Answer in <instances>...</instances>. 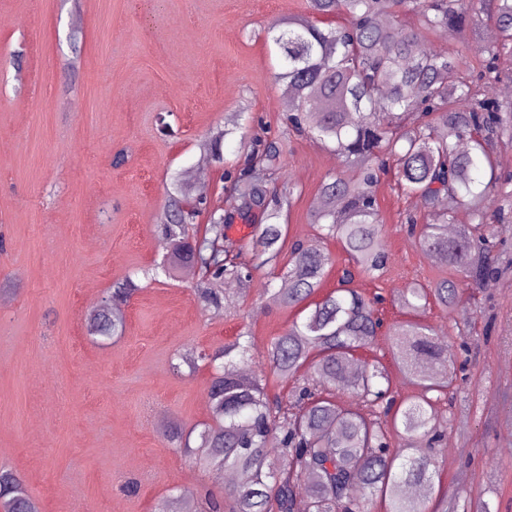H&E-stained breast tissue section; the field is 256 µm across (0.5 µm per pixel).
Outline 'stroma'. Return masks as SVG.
Masks as SVG:
<instances>
[{
    "label": "stroma",
    "instance_id": "stroma-1",
    "mask_svg": "<svg viewBox=\"0 0 512 512\" xmlns=\"http://www.w3.org/2000/svg\"><path fill=\"white\" fill-rule=\"evenodd\" d=\"M308 13V0H0V465L40 512H157L175 486L223 496L227 481L167 439L209 418L207 369L177 374L171 361L244 330L260 351L287 329L297 312L267 293L270 270L207 310L196 274L143 284L121 304L124 335L104 344L85 319L162 260L166 188L189 180L213 130L251 117L284 131L266 27ZM283 157L269 187L294 186L288 238L330 255L331 291L348 260L309 216L339 162L311 136L285 140ZM376 195L389 259L354 286L384 296L390 325L407 318L404 288L465 277L407 233L401 218L421 202L393 173ZM420 319L448 335L469 378L437 406L448 425L430 451L438 490L460 502L484 492L512 512V271Z\"/></svg>",
    "mask_w": 512,
    "mask_h": 512
}]
</instances>
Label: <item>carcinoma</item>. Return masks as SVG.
<instances>
[{
    "label": "carcinoma",
    "instance_id": "1",
    "mask_svg": "<svg viewBox=\"0 0 512 512\" xmlns=\"http://www.w3.org/2000/svg\"><path fill=\"white\" fill-rule=\"evenodd\" d=\"M309 7L310 17L288 20L272 41L277 78L293 91L288 130L315 135L340 166L321 184V206L310 214L320 237L336 241L360 274L378 278L387 253L375 188L391 168L400 189L422 202L423 212L401 223L424 251L462 272L472 288L501 275L493 222L512 189L496 177L490 145L512 140V104L487 87L502 76L499 60L512 57V0H309ZM483 14L498 40L473 57L464 45ZM426 34L453 46L423 51ZM460 96L471 100L466 111L454 108ZM234 132L227 128L208 140L214 162L224 164V139ZM282 154L281 139L254 134L243 163L222 173L239 192L236 211L210 216L200 228L196 219L206 206L191 187L178 182L169 195L160 224L168 250L144 271L146 278H172L198 258V301L219 308L224 288L244 290L257 271L279 267L285 286L274 289V301L304 313L270 340L260 361L243 334L209 352L179 356L172 365L178 373L199 361L211 367L210 418L187 433L174 427L170 441L204 469L237 474L226 497L206 499V512H295L301 496L305 512H376L379 502L386 512H448L445 495H406L439 475L426 449L412 443L445 436L436 405L467 378L448 365L447 337L406 320L390 328L389 348L419 392L397 400L386 367L373 359L350 380L363 408L336 401L344 367L354 353L374 348L381 319L373 301L348 287V269L335 290L319 294L332 263L322 250L297 244L281 264L288 234L280 223L282 199L294 187L278 197L268 177ZM445 195L471 216L451 235L454 216L440 207ZM237 218L251 226L245 243L227 234ZM138 289L127 277L112 296L127 299ZM462 298L463 290L444 279L406 288L398 301L418 316L433 303L448 310ZM86 328L93 339L109 340L125 333L126 319L120 309L103 308L88 315ZM270 373L293 383V406L268 397ZM192 501L191 492L176 487L158 512L189 509ZM0 512H39L22 477L2 466Z\"/></svg>",
    "mask_w": 512,
    "mask_h": 512
}]
</instances>
